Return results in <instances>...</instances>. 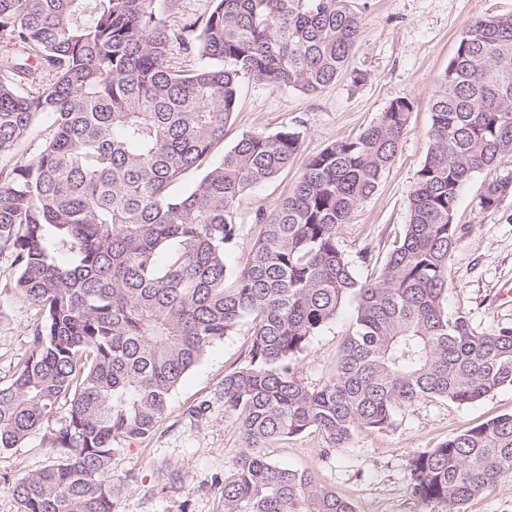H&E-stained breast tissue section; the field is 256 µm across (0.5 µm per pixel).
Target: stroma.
Returning <instances> with one entry per match:
<instances>
[{"label":"stroma","mask_w":512,"mask_h":512,"mask_svg":"<svg viewBox=\"0 0 512 512\" xmlns=\"http://www.w3.org/2000/svg\"><path fill=\"white\" fill-rule=\"evenodd\" d=\"M361 34L336 81L314 95L272 89L243 80L237 108L224 140L188 172L192 185L222 158L242 135L270 133L287 127L298 132L300 156L308 158L326 146L358 135L375 123L399 98L415 103L398 152L375 193L341 225L340 244L362 280L375 278L410 219V193L427 151L431 125L429 98L453 58L464 24L485 13L512 12V0H356ZM213 0H159L157 16L174 29L203 25ZM366 79L354 83L353 73ZM300 172L292 166L264 183L240 202L242 237L227 252L229 270L242 263L255 236L251 218L272 210L287 196ZM512 185V157L475 175L459 196L454 222L457 241L449 260L452 283L445 307L449 315L465 316L480 331L512 328V300L500 299L512 286V189L493 207L482 197L489 182ZM16 276L10 252L0 253V382H7L29 352L36 310L16 299L9 289ZM353 306L312 337L298 362L300 378L322 384L353 322ZM251 323L243 322L215 342L186 375L171 397L170 410L156 431L112 458V476L123 488L116 512H217L225 476L234 471L241 450L236 426L224 416L220 388L227 372L245 360ZM207 404L203 415L194 406ZM512 413V387L459 405L426 399L399 411L391 428L365 430L345 448L329 450L321 433L310 430L272 444L265 453L277 464L312 472L317 482L350 501L356 512H441L434 504L421 509L408 492L409 457L437 447L448 437L503 414ZM35 434L19 448L0 454V512H21L8 490L20 475L41 469L51 458ZM180 473L169 482L167 468Z\"/></svg>","instance_id":"1"}]
</instances>
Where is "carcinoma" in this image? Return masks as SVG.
I'll return each instance as SVG.
<instances>
[{
    "label": "carcinoma",
    "instance_id": "1",
    "mask_svg": "<svg viewBox=\"0 0 512 512\" xmlns=\"http://www.w3.org/2000/svg\"><path fill=\"white\" fill-rule=\"evenodd\" d=\"M214 2L195 65L173 57L182 31L155 0H0V41L15 49L0 68V155L54 117L36 156L0 170V253L14 254L13 291L40 313L28 356L0 383V453L68 408L44 435L53 461L10 487L22 512H115L112 456L155 431L178 384L242 321L247 360L221 388L242 452L220 512H354L264 449L311 429L344 448L421 399L466 405L512 387V328L478 332L444 306L460 190L512 155V14L463 26L430 96L409 224L378 276L360 280L339 227L391 165L412 101L306 158L288 196L256 213L232 272L239 202L293 166L299 134H245L190 189L177 186L224 140L242 79L316 94L346 69L360 20L354 0ZM507 188L489 183L484 205ZM349 303L335 371L306 386L298 359ZM509 478L504 414L411 457L408 491L463 512Z\"/></svg>",
    "mask_w": 512,
    "mask_h": 512
}]
</instances>
